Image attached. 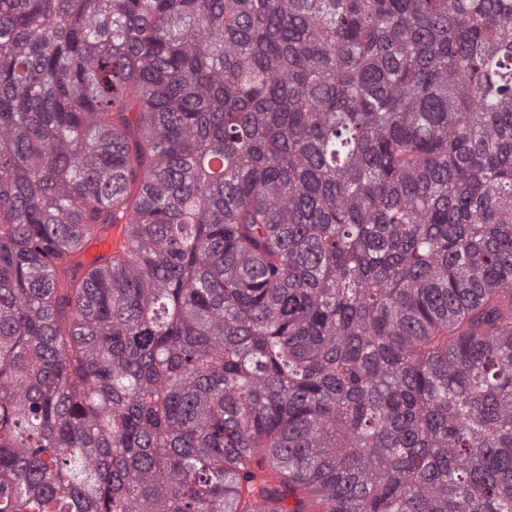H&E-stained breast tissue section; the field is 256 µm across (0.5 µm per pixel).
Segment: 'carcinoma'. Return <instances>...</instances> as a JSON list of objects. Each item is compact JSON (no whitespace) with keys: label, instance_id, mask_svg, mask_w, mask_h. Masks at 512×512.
<instances>
[{"label":"carcinoma","instance_id":"obj_1","mask_svg":"<svg viewBox=\"0 0 512 512\" xmlns=\"http://www.w3.org/2000/svg\"><path fill=\"white\" fill-rule=\"evenodd\" d=\"M257 497L512 512V0H0V512Z\"/></svg>","mask_w":512,"mask_h":512}]
</instances>
